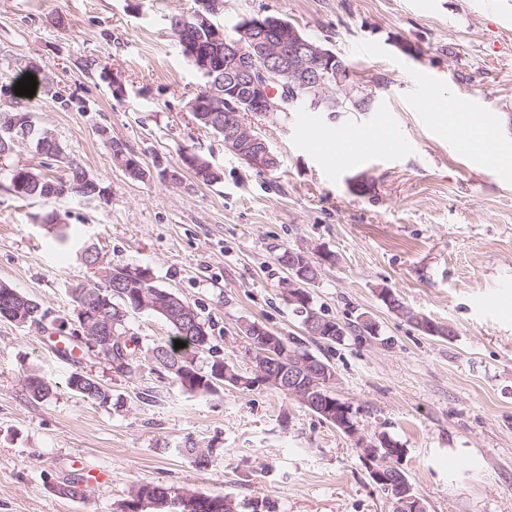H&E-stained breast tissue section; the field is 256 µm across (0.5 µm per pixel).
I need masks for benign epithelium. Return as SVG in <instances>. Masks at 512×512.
Segmentation results:
<instances>
[{
  "mask_svg": "<svg viewBox=\"0 0 512 512\" xmlns=\"http://www.w3.org/2000/svg\"><path fill=\"white\" fill-rule=\"evenodd\" d=\"M195 14L196 25L210 31V41L224 50V106L227 114L224 121V145L242 149L245 162L253 169L267 172L275 162L274 151L268 141L255 134V120L271 119L276 112H285L304 94L317 93L322 111L335 117L346 105L356 109L371 100L353 82L338 81L343 98L334 96L330 82L333 81L332 64L336 60L333 51L319 43H310L301 37L294 25H288V38H272L273 19L244 17L236 27L237 37L224 39V28L215 26L211 16L224 8L223 0H204ZM314 259L304 251L292 250L288 254V300L311 309L313 299L306 286L313 283L310 271ZM76 314L81 321L85 340L94 351L100 346L112 344V337L105 336L87 319V308L79 307ZM306 327L315 336H343L344 327L335 319L323 314H310ZM239 335L246 338L255 353V368L251 377L235 376L229 368L215 372V377L230 381L239 388L277 386L288 395L324 415L342 431L352 436L359 435L350 415L349 403L340 399L326 400L324 391L331 390L335 380L334 369L313 356L284 363L273 353L280 340L268 328L258 323L244 322ZM359 447L369 464L372 481L388 485L393 512H421L422 502L412 495L407 484L394 481L399 468L376 465V442L360 438Z\"/></svg>",
  "mask_w": 512,
  "mask_h": 512,
  "instance_id": "obj_1",
  "label": "benign epithelium"
}]
</instances>
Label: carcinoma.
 Returning a JSON list of instances; mask_svg holds the SVG:
<instances>
[{
    "label": "carcinoma",
    "mask_w": 512,
    "mask_h": 512,
    "mask_svg": "<svg viewBox=\"0 0 512 512\" xmlns=\"http://www.w3.org/2000/svg\"><path fill=\"white\" fill-rule=\"evenodd\" d=\"M189 11L171 15L169 25H174V20L182 23L181 37L177 38L180 51L188 64L200 75L202 84L200 90L194 96L195 100L204 98L207 90L214 84L224 85V53L218 52L212 47L209 41L208 32L195 26L193 15L199 9L198 2ZM209 64V70L204 71L200 61ZM191 115L196 124L216 135H224V104H217L216 107L199 111L191 110ZM33 140L36 147L46 155L55 157L64 165L67 171V179H51L37 174L27 168L11 167L4 170V177L9 182V188L20 198H37L51 200L64 194H71L78 197L101 196L103 187L95 180L89 178L83 168L75 160L65 156L56 141V138L47 129H40L32 120L30 113L23 111H0V153L6 150L13 151L15 144L22 140ZM110 150L112 163L117 168H122L126 163L131 166L128 176L133 179H140L145 176V169L136 155L126 151L124 147L112 141V138L105 139ZM181 165L190 170L195 179L203 185L218 183L222 179V173L214 168L209 161L185 148L180 152ZM99 292L101 309L104 310L103 326L112 328V335L123 338V345H112V362H121L129 367L133 366L136 353L140 350L141 341L139 337L130 332L127 326L129 315L138 311L134 306L131 296L144 294L146 297L163 299L168 301L171 307L182 309V300L175 293L156 287L153 282H146L137 277L124 280L122 290L129 291L130 296L124 298L109 289V284L95 286L91 289L78 286L72 291V298L75 306H80V301L90 290ZM144 310L162 317L174 332L172 339L166 344H157L147 348L146 354L150 360L159 368L170 371L175 365L188 369L190 385H185L177 374H172L175 382L183 389L199 395H208L215 392L219 383L215 382V362L208 363L203 367L198 365V356L204 350L211 349L210 344L190 334V329L177 320H172L164 313L152 308L144 307ZM0 319L6 321H17L19 325L37 324L61 338V341L73 349L81 350V346L73 336L63 334L65 323L55 326L46 324L47 312L42 306L31 297L16 291L15 289L0 283ZM185 343L183 348H175V341ZM69 388L82 397L94 403L107 407L112 405V391L103 386L94 378L84 373H74L68 380ZM27 389L30 396L35 400H46L53 394L52 386L38 373L33 372L27 376ZM86 479L78 476L72 477L60 488V493L71 498L85 497L83 485ZM139 496L150 503L148 510H153L151 503L170 497L179 498H202V502L193 505L189 511L180 508L179 512H227L224 509V502L227 498L221 495H197L182 491L173 486L162 483H147L138 486Z\"/></svg>",
    "instance_id": "obj_1"
}]
</instances>
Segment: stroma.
<instances>
[{"label":"stroma","mask_w":512,"mask_h":512,"mask_svg":"<svg viewBox=\"0 0 512 512\" xmlns=\"http://www.w3.org/2000/svg\"><path fill=\"white\" fill-rule=\"evenodd\" d=\"M192 0H0V110L30 112L66 156L106 187V198L23 200L0 177V283L76 328L71 289L98 277L80 256L150 270L211 325L210 352L244 374L255 367L243 321L303 342L336 372L361 436L384 432L396 465L428 512H512V170L457 153L416 109L421 84L457 106L477 99L512 152V0H224L232 28L263 14L287 19L348 63L372 92L367 112L306 108L262 122L280 169L257 173L187 110L201 80L167 18ZM48 85L13 96L25 63ZM126 89L112 95L113 80ZM350 126L384 131L377 153L344 164L301 139ZM146 170L114 167L104 137ZM188 148L221 170L203 185L180 167ZM181 170L162 177L155 157ZM54 213L55 225L42 223ZM75 235L56 242L57 226ZM286 249L327 252L308 290L315 309L345 325L343 342L312 340L283 289ZM391 289L405 314L380 292ZM379 326L359 332L360 314ZM424 316L454 330L430 336ZM54 394L30 397V371ZM84 372L112 391L104 408L67 386ZM357 438L274 389L184 391L145 353L129 374L94 355L65 357L38 329L0 321V512H113L138 485L162 482L248 502L254 512H393L370 479ZM212 449L208 468L185 454ZM109 471L84 498L60 494L77 473Z\"/></svg>","instance_id":"stroma-1"}]
</instances>
